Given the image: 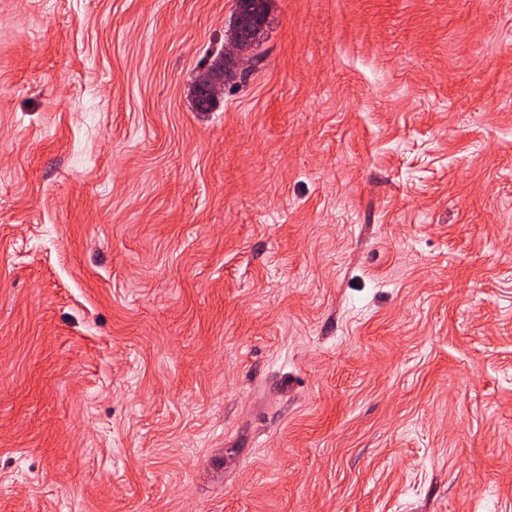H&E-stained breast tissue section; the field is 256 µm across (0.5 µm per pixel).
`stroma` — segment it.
Wrapping results in <instances>:
<instances>
[{
	"label": "stroma",
	"instance_id": "1",
	"mask_svg": "<svg viewBox=\"0 0 512 512\" xmlns=\"http://www.w3.org/2000/svg\"><path fill=\"white\" fill-rule=\"evenodd\" d=\"M0 0V512H512V0ZM267 20L257 25L256 31L249 38L234 37V30L236 27V18L232 27L233 33L229 37L224 46V54L234 59L237 65H247L256 59V51L261 42ZM221 58L217 62L210 61L204 68V71L201 73V80L205 81L207 85L201 84V87L206 91V94L203 96L204 105L209 109H212L217 106L219 103L223 92H224V75L228 76L230 73L231 63L229 61H224V73L220 69L219 62Z\"/></svg>",
	"mask_w": 512,
	"mask_h": 512
}]
</instances>
